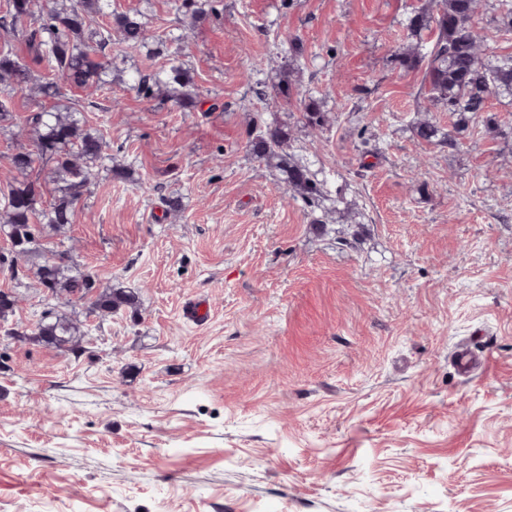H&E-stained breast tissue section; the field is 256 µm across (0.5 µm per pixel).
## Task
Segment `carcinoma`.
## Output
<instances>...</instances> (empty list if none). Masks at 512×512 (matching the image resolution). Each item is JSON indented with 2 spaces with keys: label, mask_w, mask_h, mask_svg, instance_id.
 Segmentation results:
<instances>
[{
  "label": "carcinoma",
  "mask_w": 512,
  "mask_h": 512,
  "mask_svg": "<svg viewBox=\"0 0 512 512\" xmlns=\"http://www.w3.org/2000/svg\"><path fill=\"white\" fill-rule=\"evenodd\" d=\"M111 0H9V10L0 16V29L22 35L35 54L49 62L62 74L66 83L76 88L99 87L108 83L111 62L112 33L118 34V44L125 51H137L147 44L145 26L135 15L108 12ZM479 0H438L436 2L435 39L429 51L418 45L395 53V62L412 69L427 62L425 82L429 99L447 107L457 115L453 129L442 134L427 120L417 126L418 136L427 142L438 141L452 148L457 136L468 124L487 111L491 94L512 96V56L485 59L480 44L488 28L477 27L475 14ZM108 18L106 28L91 27V17ZM423 14L409 21L413 29H425L432 22ZM167 85L177 103L193 102L189 79L180 65H173L163 74L139 77L137 90L148 96L153 86ZM36 90L44 99L55 101L32 111L26 127L20 132L33 142L34 149H20L10 157L12 167L22 180L11 186L0 209V235L9 242L8 252L0 255V265L8 268L15 287H25L24 280L33 279L57 299L72 304L93 295L91 310L97 316L110 315L122 306L133 308L137 297L121 288L98 290L92 274L76 263L69 252H61L58 262L45 261L28 266L30 257L40 253V237L45 228L63 233L71 224L74 205L95 177V172L108 159L101 135L83 125L78 113L60 103L61 87L47 79L37 82L30 68L0 55V93ZM288 133L275 128L253 145L261 159H276L286 175L288 190L312 206L319 201L321 190L310 171L297 162L288 161L279 152ZM51 162L49 172L53 187V202L42 206L43 184L30 179L36 162ZM18 293L0 290V321L8 320L18 306ZM33 339L60 352L80 347L88 336V328L75 313L47 311L35 325Z\"/></svg>",
  "instance_id": "1"
}]
</instances>
